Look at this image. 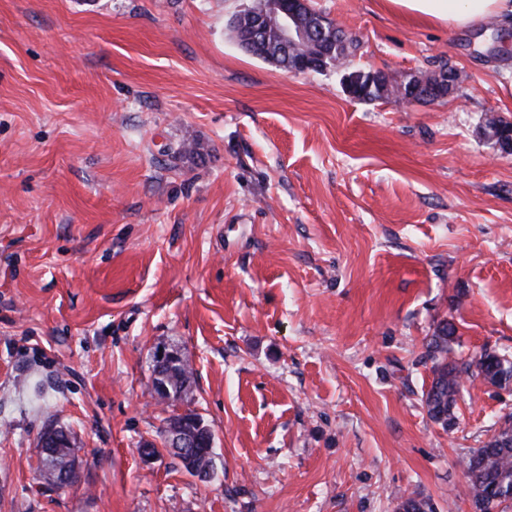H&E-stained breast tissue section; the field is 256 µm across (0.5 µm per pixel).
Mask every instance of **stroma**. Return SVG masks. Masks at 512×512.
Segmentation results:
<instances>
[{
	"label": "stroma",
	"instance_id": "obj_1",
	"mask_svg": "<svg viewBox=\"0 0 512 512\" xmlns=\"http://www.w3.org/2000/svg\"><path fill=\"white\" fill-rule=\"evenodd\" d=\"M251 3L0 0V512H472L460 455L512 389L464 381L443 428L424 341L446 321L455 360L512 356V154L483 134L512 122V20L309 0L351 67L452 68L406 106L247 53ZM160 348L193 372L169 405ZM187 410L208 481L163 448ZM51 423L77 446L63 488ZM54 426L56 427L57 425L52 423L46 426L38 439L37 446L40 449L41 473L44 478L53 484L60 481L59 477L64 475L68 478V485L76 477L77 457L75 455V448H51L48 443L43 444L44 436ZM56 428L59 429L60 435L63 436V430L66 429L61 426ZM68 434L70 435L69 432Z\"/></svg>",
	"mask_w": 512,
	"mask_h": 512
}]
</instances>
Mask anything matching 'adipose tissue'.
I'll return each instance as SVG.
<instances>
[{"label": "adipose tissue", "mask_w": 512, "mask_h": 512, "mask_svg": "<svg viewBox=\"0 0 512 512\" xmlns=\"http://www.w3.org/2000/svg\"><path fill=\"white\" fill-rule=\"evenodd\" d=\"M388 8L424 22L467 29L512 13V0H385Z\"/></svg>", "instance_id": "1"}]
</instances>
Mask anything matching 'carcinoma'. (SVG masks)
I'll return each mask as SVG.
<instances>
[{
    "label": "carcinoma",
    "mask_w": 512,
    "mask_h": 512,
    "mask_svg": "<svg viewBox=\"0 0 512 512\" xmlns=\"http://www.w3.org/2000/svg\"><path fill=\"white\" fill-rule=\"evenodd\" d=\"M306 22L314 23L316 39L327 44L334 54L325 61L345 63L355 48V41L347 37L324 16L314 10L302 11ZM313 52L311 48L297 50H277L273 35L267 42H259L253 55L265 61L274 62L287 70L295 68L296 55ZM362 83L357 89V100L372 102L388 96L379 88L376 81L369 79V72L359 71ZM458 344L456 328L448 322L440 323L426 344V360L431 362L432 382L423 395V403L429 417L443 428L453 425L462 378H482L485 381L506 387L512 384V361L494 351H483L479 357L468 362L458 363L450 355ZM161 375L159 382L165 383L171 395L169 400H178L186 391L191 377L189 363H184L175 371L168 368L155 370ZM39 436L40 465L42 476L52 482L66 476L68 482L76 477L77 457L73 448H52L43 443ZM464 474L468 480V494L475 512H512V413L503 416V422L493 436L479 448H471L461 459ZM399 512H433L429 502L414 496L405 498Z\"/></svg>",
    "instance_id": "cac0c4a2"
}]
</instances>
